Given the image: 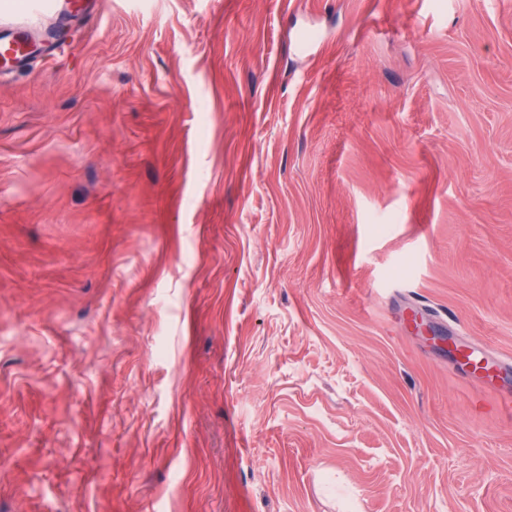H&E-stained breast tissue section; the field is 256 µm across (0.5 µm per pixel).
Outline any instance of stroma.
Returning a JSON list of instances; mask_svg holds the SVG:
<instances>
[{"label": "stroma", "mask_w": 512, "mask_h": 512, "mask_svg": "<svg viewBox=\"0 0 512 512\" xmlns=\"http://www.w3.org/2000/svg\"><path fill=\"white\" fill-rule=\"evenodd\" d=\"M34 2L0 512H512V0Z\"/></svg>", "instance_id": "stroma-1"}]
</instances>
